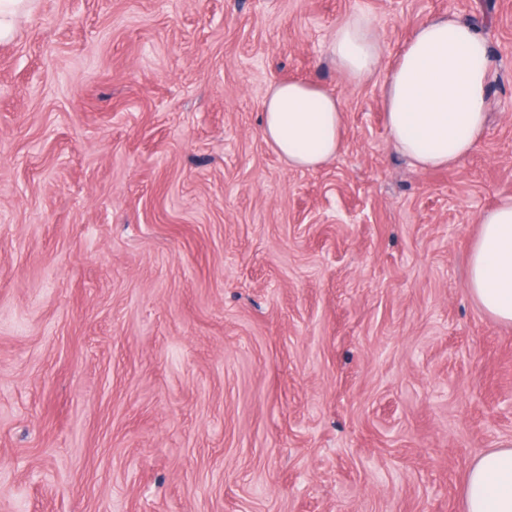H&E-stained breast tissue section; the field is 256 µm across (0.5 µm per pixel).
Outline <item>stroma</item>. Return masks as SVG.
I'll use <instances>...</instances> for the list:
<instances>
[{"instance_id": "stroma-1", "label": "stroma", "mask_w": 512, "mask_h": 512, "mask_svg": "<svg viewBox=\"0 0 512 512\" xmlns=\"http://www.w3.org/2000/svg\"><path fill=\"white\" fill-rule=\"evenodd\" d=\"M448 13L489 121L422 169L380 88ZM288 81L341 100L322 166L263 135ZM508 200L512 0H37L0 42V512H465L512 442V325L466 288ZM329 51L338 70L351 82L369 80L381 63V44L363 14H352L336 25Z\"/></svg>"}]
</instances>
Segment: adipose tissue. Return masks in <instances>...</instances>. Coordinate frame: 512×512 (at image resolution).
I'll return each instance as SVG.
<instances>
[{"mask_svg": "<svg viewBox=\"0 0 512 512\" xmlns=\"http://www.w3.org/2000/svg\"><path fill=\"white\" fill-rule=\"evenodd\" d=\"M329 51L356 83L369 80L381 63V44L362 14L337 24ZM491 74L488 43L474 25L449 15L421 24L381 87L394 147L423 169L469 156L486 130ZM262 127L289 166H319L342 148L340 99L309 82L279 84L264 103ZM466 287L484 312L512 324V203L483 216ZM464 495L465 512H512V446L469 466Z\"/></svg>", "mask_w": 512, "mask_h": 512, "instance_id": "ef3b65f1", "label": "adipose tissue"}]
</instances>
